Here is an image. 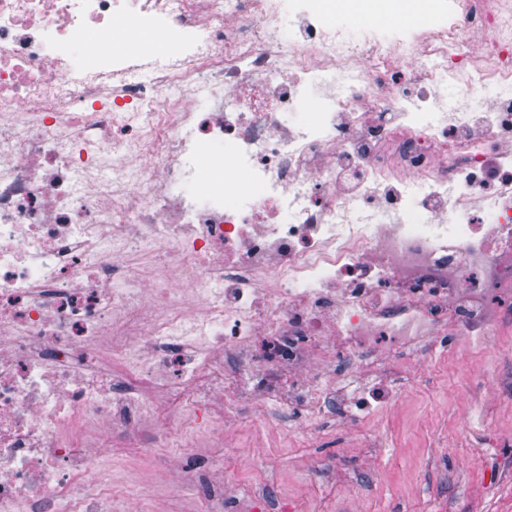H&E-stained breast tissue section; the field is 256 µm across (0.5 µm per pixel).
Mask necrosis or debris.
<instances>
[{"label":"necrosis or debris","mask_w":512,"mask_h":512,"mask_svg":"<svg viewBox=\"0 0 512 512\" xmlns=\"http://www.w3.org/2000/svg\"><path fill=\"white\" fill-rule=\"evenodd\" d=\"M324 2L0 0V512H124L112 449L168 446L188 413L217 443L246 412L312 417L390 351L512 323V0L352 34ZM158 25L181 38L149 59L71 61ZM318 78L335 91L286 133ZM212 143L250 209L230 178L177 194ZM382 200L444 221L375 223ZM158 468L224 512L223 484ZM98 44L91 46V51L98 48ZM101 48L95 52L88 53L87 42H77L73 47V62L75 65L88 66L94 62L99 54H112V41H104L100 43Z\"/></svg>","instance_id":"necrosis-or-debris-1"}]
</instances>
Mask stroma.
<instances>
[{
    "mask_svg": "<svg viewBox=\"0 0 512 512\" xmlns=\"http://www.w3.org/2000/svg\"><path fill=\"white\" fill-rule=\"evenodd\" d=\"M395 402L355 419L330 410L299 430L297 417L270 413L225 427L223 448L193 437L187 419L181 446L196 445V462L223 458L226 496L237 512L262 493L268 512L282 499L297 512H512V368H499L492 346L443 351L421 345L397 351ZM180 448H152L112 463V484L140 512L141 482L154 492V512H197L198 490L172 488L155 459Z\"/></svg>",
    "mask_w": 512,
    "mask_h": 512,
    "instance_id": "35a3bbf8",
    "label": "stroma"
}]
</instances>
